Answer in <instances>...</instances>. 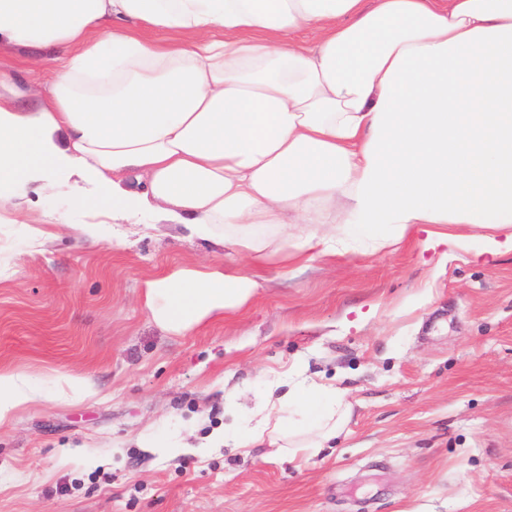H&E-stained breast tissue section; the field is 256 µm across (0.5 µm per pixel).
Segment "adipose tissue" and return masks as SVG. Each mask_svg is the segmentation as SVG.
I'll return each instance as SVG.
<instances>
[{
	"label": "adipose tissue",
	"instance_id": "obj_1",
	"mask_svg": "<svg viewBox=\"0 0 512 512\" xmlns=\"http://www.w3.org/2000/svg\"><path fill=\"white\" fill-rule=\"evenodd\" d=\"M1 45L66 56L33 107L0 67V213L64 189L105 217L79 224L88 245L177 224L256 264L364 255L421 224L434 246H468L448 230L468 224L483 252H512V0H0ZM258 286L179 267L143 303L185 335ZM43 397L0 372V425ZM348 413L344 392L304 380L239 442L315 456Z\"/></svg>",
	"mask_w": 512,
	"mask_h": 512
}]
</instances>
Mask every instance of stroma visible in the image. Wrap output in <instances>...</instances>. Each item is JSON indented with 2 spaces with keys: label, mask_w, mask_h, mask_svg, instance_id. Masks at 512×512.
Segmentation results:
<instances>
[{
  "label": "stroma",
  "mask_w": 512,
  "mask_h": 512,
  "mask_svg": "<svg viewBox=\"0 0 512 512\" xmlns=\"http://www.w3.org/2000/svg\"><path fill=\"white\" fill-rule=\"evenodd\" d=\"M50 207L32 193L0 223V372H70L96 393L0 426V512H512L511 252L447 257L422 228L356 258L273 262L247 307L176 336L143 309L144 281L223 248L158 224L29 249ZM273 378L345 390L336 440L314 457L209 447Z\"/></svg>",
  "instance_id": "35a3bbf8"
}]
</instances>
